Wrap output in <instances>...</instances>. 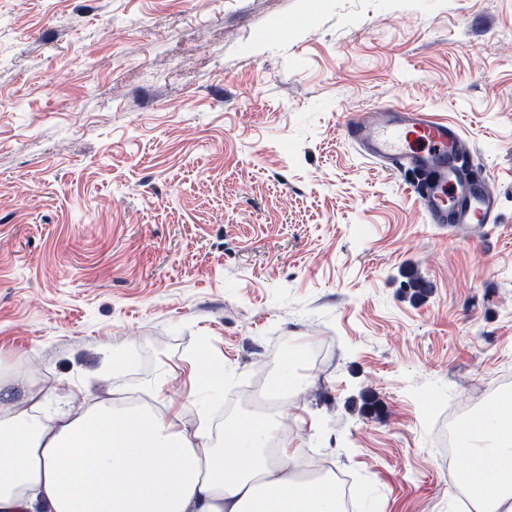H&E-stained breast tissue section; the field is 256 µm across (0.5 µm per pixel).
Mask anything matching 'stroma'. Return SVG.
Masks as SVG:
<instances>
[{"instance_id": "stroma-1", "label": "stroma", "mask_w": 512, "mask_h": 512, "mask_svg": "<svg viewBox=\"0 0 512 512\" xmlns=\"http://www.w3.org/2000/svg\"><path fill=\"white\" fill-rule=\"evenodd\" d=\"M403 106L461 127L500 223L448 233L345 140ZM203 349L220 421L315 350L282 442L354 512H467L448 413L512 377V0H0V357L181 403Z\"/></svg>"}]
</instances>
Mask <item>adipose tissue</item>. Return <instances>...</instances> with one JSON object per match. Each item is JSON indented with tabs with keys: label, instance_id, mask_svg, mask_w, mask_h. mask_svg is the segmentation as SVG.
Listing matches in <instances>:
<instances>
[{
	"label": "adipose tissue",
	"instance_id": "1",
	"mask_svg": "<svg viewBox=\"0 0 512 512\" xmlns=\"http://www.w3.org/2000/svg\"><path fill=\"white\" fill-rule=\"evenodd\" d=\"M157 408L114 410L51 405L19 363L0 361V512H343L335 477L294 478L279 446L281 413L247 415L213 430L211 400L224 367L191 363L188 400L198 417L182 424L165 394ZM471 512H512V398L475 413L461 431Z\"/></svg>",
	"mask_w": 512,
	"mask_h": 512
}]
</instances>
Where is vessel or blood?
I'll list each match as a JSON object with an SVG mask.
<instances>
[{
	"mask_svg": "<svg viewBox=\"0 0 512 512\" xmlns=\"http://www.w3.org/2000/svg\"><path fill=\"white\" fill-rule=\"evenodd\" d=\"M343 133L380 167L412 173L409 189L430 223L449 231L500 221L499 201L486 174L468 175L459 127L432 112L405 107L345 123Z\"/></svg>",
	"mask_w": 512,
	"mask_h": 512,
	"instance_id": "obj_1",
	"label": "vessel or blood"
}]
</instances>
